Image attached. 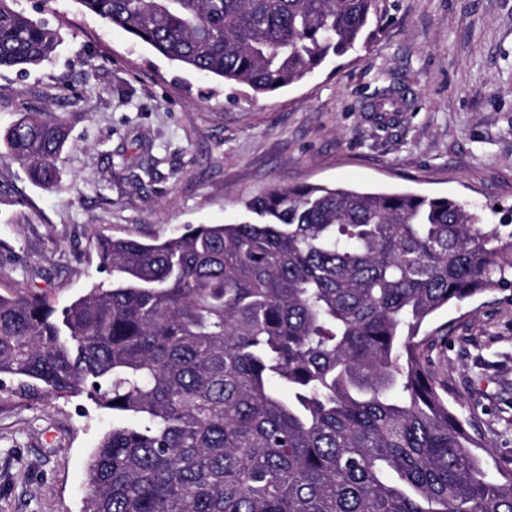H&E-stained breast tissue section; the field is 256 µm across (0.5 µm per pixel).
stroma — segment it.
Wrapping results in <instances>:
<instances>
[{
    "label": "stroma",
    "mask_w": 512,
    "mask_h": 512,
    "mask_svg": "<svg viewBox=\"0 0 512 512\" xmlns=\"http://www.w3.org/2000/svg\"><path fill=\"white\" fill-rule=\"evenodd\" d=\"M60 35L51 60L0 69V134L23 109L72 115L57 187L0 161V292L63 307L106 281L98 234L148 242L233 224L274 187L344 185L447 196L512 230V0H380L383 30L289 87L252 96L86 13L17 0ZM409 111L378 125L374 89ZM154 170L142 179L143 168ZM448 404L512 454V295L482 293L430 322ZM112 414L86 396L0 409V512H83L87 466Z\"/></svg>",
    "instance_id": "stroma-1"
}]
</instances>
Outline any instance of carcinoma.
<instances>
[{
  "instance_id": "cac0c4a2",
  "label": "carcinoma",
  "mask_w": 512,
  "mask_h": 512,
  "mask_svg": "<svg viewBox=\"0 0 512 512\" xmlns=\"http://www.w3.org/2000/svg\"><path fill=\"white\" fill-rule=\"evenodd\" d=\"M0 0V69L48 20ZM180 66L265 94L373 38L380 0H77ZM401 91L372 112H404ZM72 117L26 111L6 154L57 184ZM254 222L95 237L109 284L57 310L0 293V404L85 394L114 415L83 512H512V457L470 432L422 331L512 288V233L413 192L272 188ZM122 403H117V400Z\"/></svg>"
}]
</instances>
